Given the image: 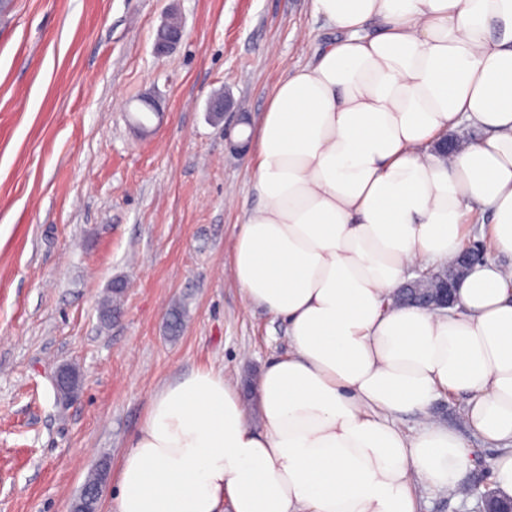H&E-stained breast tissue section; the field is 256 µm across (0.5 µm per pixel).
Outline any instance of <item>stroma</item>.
I'll use <instances>...</instances> for the list:
<instances>
[{"instance_id": "35a3bbf8", "label": "stroma", "mask_w": 512, "mask_h": 512, "mask_svg": "<svg viewBox=\"0 0 512 512\" xmlns=\"http://www.w3.org/2000/svg\"><path fill=\"white\" fill-rule=\"evenodd\" d=\"M185 36L153 50L164 13ZM330 31L310 0H6L0 6V512H69L104 463L99 512L163 383L220 369L245 402L288 350L285 324L243 301L227 268L257 195L208 100L256 125L286 66ZM162 117L139 127L141 96ZM122 313L102 327L113 283ZM186 313L170 335L166 313ZM81 387L59 400L57 367ZM460 490L418 487L420 512H474L494 446L467 437Z\"/></svg>"}]
</instances>
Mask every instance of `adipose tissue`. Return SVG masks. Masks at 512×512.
I'll list each match as a JSON object with an SVG mask.
<instances>
[{"instance_id": "adipose-tissue-1", "label": "adipose tissue", "mask_w": 512, "mask_h": 512, "mask_svg": "<svg viewBox=\"0 0 512 512\" xmlns=\"http://www.w3.org/2000/svg\"><path fill=\"white\" fill-rule=\"evenodd\" d=\"M311 6L333 36L251 131L258 202L229 266L287 325V354L255 383L262 427L223 371L163 384L114 512H419L415 484L454 488L473 464L430 415L444 392L465 395L512 497V265L474 266L446 312L393 299L411 266L456 258L474 207L512 256V0Z\"/></svg>"}]
</instances>
